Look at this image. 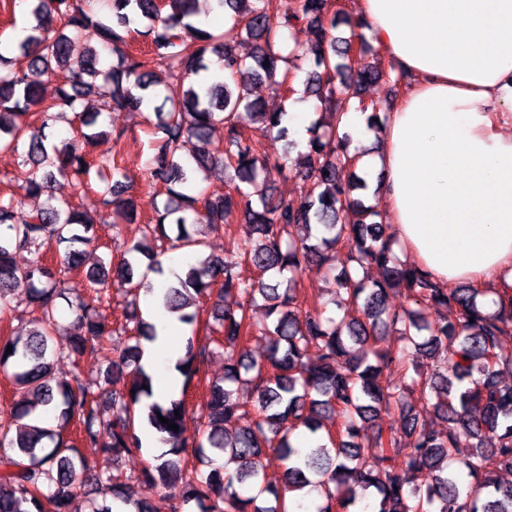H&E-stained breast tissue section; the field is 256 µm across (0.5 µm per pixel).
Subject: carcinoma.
<instances>
[{"mask_svg":"<svg viewBox=\"0 0 512 512\" xmlns=\"http://www.w3.org/2000/svg\"><path fill=\"white\" fill-rule=\"evenodd\" d=\"M202 2L209 0H30L34 24L28 35L12 58L0 54V151L19 159L15 190L0 194V315L12 311L11 289L23 280L26 307L37 325L25 336L0 340V373L13 386L14 418V428L0 432V512H69L79 476L102 494L89 512H112L114 501L135 512H155L148 493L177 484L168 512H183L191 501L198 512H287V494L308 485L321 497L317 512H349L370 488L379 495L377 512H512V482L498 477L502 470L512 472V384L504 379L512 373V351L501 344L512 333V297L501 296L496 311L483 313L477 307L481 289L467 284L450 292L394 258L378 205L353 196L367 188L365 180L339 178L357 162L348 150L349 134L338 135L335 112L319 115L307 152L275 161L301 178L303 202L259 186L268 160L257 134L274 131L285 138L287 129L281 126L285 112L266 111L251 98L252 85L268 80L289 99L286 84L296 66L276 49L285 44V30L308 23L314 68L305 92L323 107L338 94L361 103L365 86L383 79L378 67L349 57L356 41L366 49V37L354 31L337 35L348 17L343 11L326 15L327 0H216L215 7L228 15L225 33L193 23ZM50 17L59 27L47 23ZM72 34L89 46L88 57L76 66L70 62ZM243 34L255 43L249 55L230 44ZM137 35L146 37V48L131 47ZM106 51L117 64L102 70L99 58ZM212 55L224 62L227 76L207 83L200 76ZM174 81L181 88L176 96ZM49 82L54 91L47 96ZM150 90L163 96L154 115L144 116L162 133L145 175L159 186L150 200L151 220L120 261L85 273L94 289L83 295L73 279L80 246L95 240L86 204H93L99 223L118 232L137 215L138 202L118 153L102 161L89 150L110 135L117 146L123 134L103 129L102 113L81 109L82 101L95 95L109 109L139 112ZM242 108L252 125L242 123ZM65 112L74 114L80 129L56 141L50 121ZM218 126L224 141L216 145L211 134ZM187 139L198 143L189 161L181 155ZM216 167L229 174L232 189L226 193L207 186ZM60 178L72 182L71 197L53 194ZM44 195L50 204L23 222L15 220L26 199ZM238 219L251 225L253 243L238 257L199 256L163 296L164 308L187 324L210 306L222 333L217 345L224 347V379L205 387L199 431L188 439L183 429L168 428L171 422L182 425L185 397L154 402L141 414L137 406L153 395L151 375L136 369L130 390L117 393L108 389L111 370L139 358L141 342L155 336L138 312L139 300L153 288V278L163 275L165 252H199L209 233ZM340 247L364 274L347 270L335 278L337 313L325 316L306 305L297 283L312 267L331 264ZM18 252L32 255L28 265L15 263ZM245 266L251 274L243 272ZM372 266L381 270L380 278L365 274ZM110 279L123 287L129 307L120 330L131 345L121 351L103 316ZM399 287L405 304L392 308L390 293ZM228 295L241 302L224 304ZM259 298L271 319L263 327L250 315ZM62 300L71 305L77 332L59 346L52 329ZM442 307L455 310L454 321L440 316ZM392 336L400 345L388 344ZM256 337L267 344L262 360L248 358L247 345ZM185 348L178 367L186 368L187 387L210 351L192 338ZM88 350L112 354L102 375L88 381L78 374L53 378L55 358L77 359ZM414 353L437 359L439 368L421 373L412 365ZM244 388L250 400L241 402L236 393ZM409 393L431 405L448 431L438 432L412 408ZM40 406L60 409V424L38 425L33 414ZM383 412L399 413L400 427L384 425ZM144 423L162 434L169 457L155 458L136 476H102L81 453L94 447L114 461L136 454L142 449L137 427ZM322 429L325 444L294 446L296 431ZM462 446L470 452L457 459ZM365 448L379 449L380 465L364 455ZM269 451L281 463L276 479L264 469ZM220 457L224 465L217 466ZM461 471L469 481L458 477Z\"/></svg>","mask_w":512,"mask_h":512,"instance_id":"obj_1","label":"carcinoma"}]
</instances>
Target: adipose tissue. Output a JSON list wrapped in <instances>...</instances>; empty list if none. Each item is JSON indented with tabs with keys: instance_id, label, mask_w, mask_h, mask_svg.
Masks as SVG:
<instances>
[{
	"instance_id": "ef3b65f1",
	"label": "adipose tissue",
	"mask_w": 512,
	"mask_h": 512,
	"mask_svg": "<svg viewBox=\"0 0 512 512\" xmlns=\"http://www.w3.org/2000/svg\"><path fill=\"white\" fill-rule=\"evenodd\" d=\"M354 22L412 79L380 133L363 112L343 115L356 146L376 136L383 143L358 164L382 174L393 250L440 287L484 288L479 304L492 311L499 293H512V0H360ZM191 259H167L142 300L155 336L140 363L159 381L158 402L183 386L172 338L180 321L162 297Z\"/></svg>"
}]
</instances>
